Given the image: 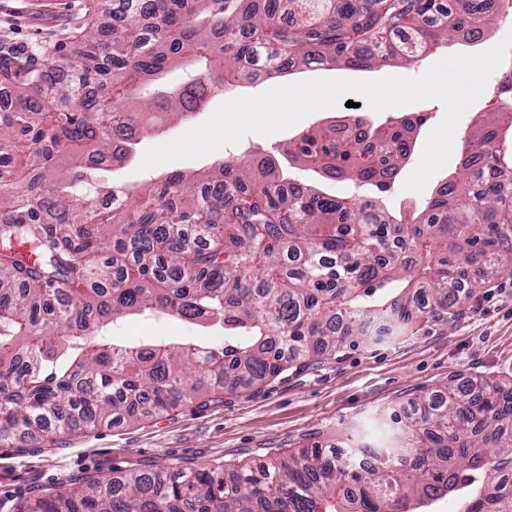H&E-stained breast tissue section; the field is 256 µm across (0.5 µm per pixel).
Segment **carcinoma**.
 Masks as SVG:
<instances>
[{
	"label": "carcinoma",
	"instance_id": "cac0c4a2",
	"mask_svg": "<svg viewBox=\"0 0 512 512\" xmlns=\"http://www.w3.org/2000/svg\"><path fill=\"white\" fill-rule=\"evenodd\" d=\"M113 16L77 33L66 81L0 54L1 447L219 402L422 319L451 326L475 289L512 275V110L480 113L457 176L409 219L296 185L266 157L135 190L82 173L125 167L151 121L199 111L208 84L475 41L492 21L477 0H116ZM194 64L201 77L166 80ZM425 122L316 126L285 155L385 193ZM130 315L218 326L223 341L109 338ZM391 420L386 447L340 455L324 438L230 470L128 469L24 512H411L446 496L512 512V382L450 379Z\"/></svg>",
	"mask_w": 512,
	"mask_h": 512
}]
</instances>
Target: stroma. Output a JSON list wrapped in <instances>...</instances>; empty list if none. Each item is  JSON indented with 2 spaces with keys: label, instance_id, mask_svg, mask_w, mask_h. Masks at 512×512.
Here are the masks:
<instances>
[{
  "label": "stroma",
  "instance_id": "1",
  "mask_svg": "<svg viewBox=\"0 0 512 512\" xmlns=\"http://www.w3.org/2000/svg\"><path fill=\"white\" fill-rule=\"evenodd\" d=\"M95 0H0V51L27 58L37 66L64 68L74 50L73 35L82 30ZM512 32V16L496 17L476 43L453 41L432 50L413 64L400 62L357 71L344 67H314L289 75V82L314 79L378 81L388 77H417L442 58L484 52ZM424 113L415 151L401 177L386 193L368 186L364 197L382 196L394 209L412 213L429 198L459 162L451 157L422 192L405 189L404 180L420 163L426 140L444 116L441 102L427 100L381 112L367 106L343 105L317 111L295 126L264 137L245 136L238 144L197 160L173 161L146 169L142 152L164 144L199 125V118L144 139L140 156L115 180L136 187L164 172L211 165L218 160L280 157L289 138L317 125L354 115L378 125L399 113ZM114 336L129 342L192 336L203 343L220 341V330L204 329L175 320L133 318L119 323ZM480 375L512 379V276L500 278L492 292H480L477 302L453 326L426 325L388 342L349 347L334 360L301 370L283 381L259 389L225 394L208 407L181 410L90 433L57 437L55 443L29 442L0 447V512H16L28 500L87 476L110 477L115 470L144 464L159 467L230 465L261 460L307 442L310 433L341 435L348 446L374 442L379 433H392L391 415L409 398L435 391L450 376Z\"/></svg>",
  "mask_w": 512,
  "mask_h": 512
}]
</instances>
